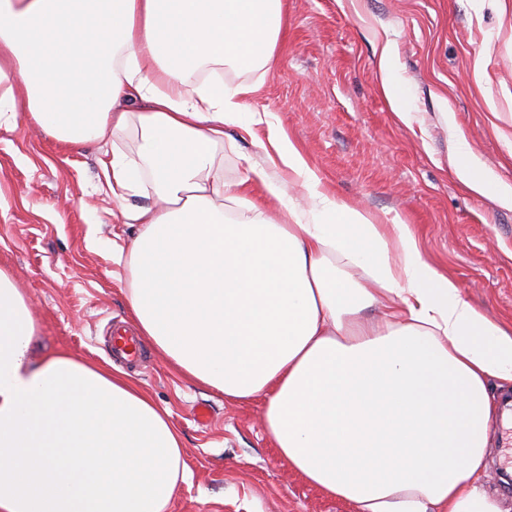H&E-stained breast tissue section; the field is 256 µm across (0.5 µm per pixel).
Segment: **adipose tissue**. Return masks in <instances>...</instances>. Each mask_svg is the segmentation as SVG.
Returning a JSON list of instances; mask_svg holds the SVG:
<instances>
[{"label": "adipose tissue", "instance_id": "1", "mask_svg": "<svg viewBox=\"0 0 512 512\" xmlns=\"http://www.w3.org/2000/svg\"><path fill=\"white\" fill-rule=\"evenodd\" d=\"M285 31L283 0H0V118L29 113L69 145L137 121L139 157L99 160L123 223L139 227L129 315L188 380L263 400L289 468L356 512H512L482 483L501 409L490 389H512V328L433 267L408 225L330 194L284 132L270 130L265 162L224 178L215 148L251 132L253 87L190 77L267 69ZM393 59L385 44L381 90L408 125ZM451 167L512 208V187L473 154ZM140 194L148 204L125 205ZM340 261L365 282L348 283ZM373 307L383 320H366ZM38 333L0 269V512H168L189 477L168 411L117 366L32 361Z\"/></svg>", "mask_w": 512, "mask_h": 512}]
</instances>
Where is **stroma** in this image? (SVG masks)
<instances>
[{
    "label": "stroma",
    "mask_w": 512,
    "mask_h": 512,
    "mask_svg": "<svg viewBox=\"0 0 512 512\" xmlns=\"http://www.w3.org/2000/svg\"><path fill=\"white\" fill-rule=\"evenodd\" d=\"M287 35L266 73L224 70L259 121L217 147L224 177L263 160L260 140L280 127L338 200L374 223L401 222L424 258L484 314L512 320V209L465 190L449 170L464 135L482 164L512 185V0H284ZM413 108L411 125L380 88L382 45ZM484 61L483 77L474 62ZM458 126L450 132L443 111ZM95 145L60 148L28 113L0 126V268L33 304L34 358L60 351L109 362L110 336L129 324L131 273L117 262L138 227L120 223L102 188ZM127 373L171 413L190 478L170 512H353L281 460L263 404L233 402L179 375L147 350ZM211 408L208 424L194 417Z\"/></svg>",
    "instance_id": "35a3bbf8"
}]
</instances>
